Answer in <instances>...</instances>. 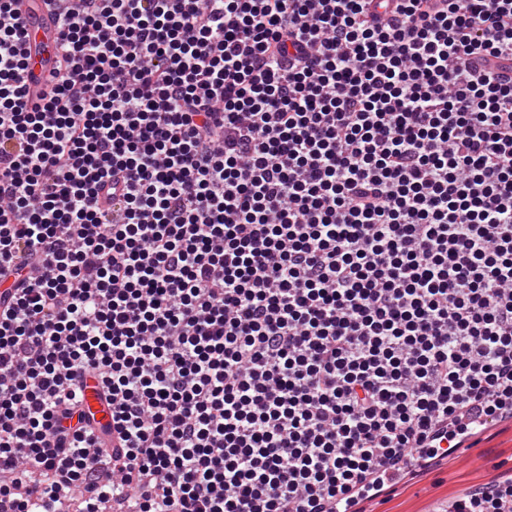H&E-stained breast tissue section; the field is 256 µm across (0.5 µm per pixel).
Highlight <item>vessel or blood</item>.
Segmentation results:
<instances>
[{
    "label": "vessel or blood",
    "mask_w": 512,
    "mask_h": 512,
    "mask_svg": "<svg viewBox=\"0 0 512 512\" xmlns=\"http://www.w3.org/2000/svg\"><path fill=\"white\" fill-rule=\"evenodd\" d=\"M19 14L27 30L19 49L28 63L26 85L28 94L32 95L51 73L50 60L55 55L58 22L55 15L44 8L43 0H23ZM84 384V410L92 413L99 424L108 423L111 411L98 392L95 375L86 374Z\"/></svg>",
    "instance_id": "obj_1"
}]
</instances>
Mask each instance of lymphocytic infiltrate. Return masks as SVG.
<instances>
[{
	"label": "lymphocytic infiltrate",
	"instance_id": "obj_1",
	"mask_svg": "<svg viewBox=\"0 0 512 512\" xmlns=\"http://www.w3.org/2000/svg\"><path fill=\"white\" fill-rule=\"evenodd\" d=\"M15 2L0 504L367 512L512 415V0H80L36 104ZM83 390V408L86 412H90L95 416V420L105 425L110 420V408L101 397L96 386V377L91 372L86 374Z\"/></svg>",
	"mask_w": 512,
	"mask_h": 512
}]
</instances>
